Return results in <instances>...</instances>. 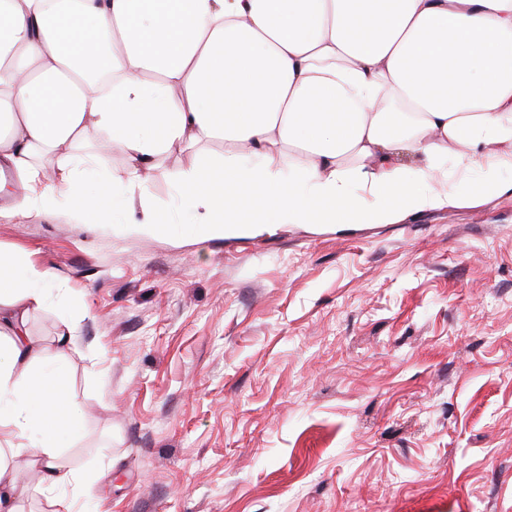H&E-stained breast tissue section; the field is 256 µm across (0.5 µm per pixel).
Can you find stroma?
<instances>
[{
  "instance_id": "35a3bbf8",
  "label": "stroma",
  "mask_w": 512,
  "mask_h": 512,
  "mask_svg": "<svg viewBox=\"0 0 512 512\" xmlns=\"http://www.w3.org/2000/svg\"><path fill=\"white\" fill-rule=\"evenodd\" d=\"M165 154V226L0 216L67 282L28 322L64 350L94 512H512V192L391 224L204 237Z\"/></svg>"
}]
</instances>
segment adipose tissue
<instances>
[{
  "mask_svg": "<svg viewBox=\"0 0 512 512\" xmlns=\"http://www.w3.org/2000/svg\"><path fill=\"white\" fill-rule=\"evenodd\" d=\"M105 135L127 158L80 199L77 154ZM220 140L178 175L216 237L294 224H389L506 191L512 0H0V167L15 213L127 209L168 150ZM412 155L413 164L401 163ZM56 273L0 254V512L75 480L83 432L61 358L26 327ZM27 457L37 485L17 479Z\"/></svg>",
  "mask_w": 512,
  "mask_h": 512,
  "instance_id": "ef3b65f1",
  "label": "adipose tissue"
}]
</instances>
